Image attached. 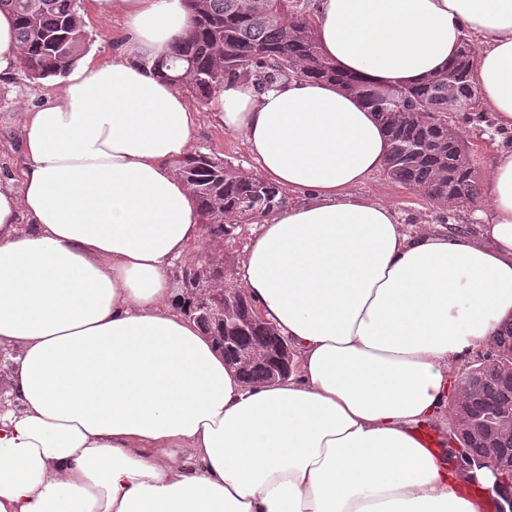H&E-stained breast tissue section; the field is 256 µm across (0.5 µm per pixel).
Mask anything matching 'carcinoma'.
Masks as SVG:
<instances>
[{
  "label": "carcinoma",
  "mask_w": 512,
  "mask_h": 512,
  "mask_svg": "<svg viewBox=\"0 0 512 512\" xmlns=\"http://www.w3.org/2000/svg\"><path fill=\"white\" fill-rule=\"evenodd\" d=\"M192 28L159 60L158 67L178 87L209 100L229 77L262 90L290 77L332 83L355 95L385 128L390 151L387 177L439 207L473 202L477 179L469 143L448 121L457 112L481 118L470 83L472 46L461 39L448 65L412 85H373L336 68L322 54L307 0H185ZM0 10L17 19V39L31 78L64 73L81 51L84 35L76 0H0ZM177 174L192 189L206 224L224 225L229 237L242 224H254L288 205V195L257 173H247L207 153L180 161ZM272 331L247 325L240 350L272 346ZM495 345L512 354V321L501 325ZM249 383L271 380L265 363L246 366ZM470 399L458 405L459 449L463 465L485 458L486 441L495 440L512 456V369L494 361L470 367Z\"/></svg>",
  "instance_id": "1"
}]
</instances>
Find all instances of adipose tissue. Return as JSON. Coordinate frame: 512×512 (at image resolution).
<instances>
[{"label":"adipose tissue","mask_w":512,"mask_h":512,"mask_svg":"<svg viewBox=\"0 0 512 512\" xmlns=\"http://www.w3.org/2000/svg\"><path fill=\"white\" fill-rule=\"evenodd\" d=\"M316 3L322 53L376 84L420 81L470 34L479 102L512 130V0ZM92 10L125 21L111 58L77 59L23 113L24 167L0 182V512H482L490 471L417 434L512 317V148L481 178L478 238L410 233L355 194L389 149L360 100L303 77L225 81V132L295 198L235 274L291 355L287 376L249 384L171 280L203 232L175 171L196 113L157 62L190 13Z\"/></svg>","instance_id":"obj_1"}]
</instances>
